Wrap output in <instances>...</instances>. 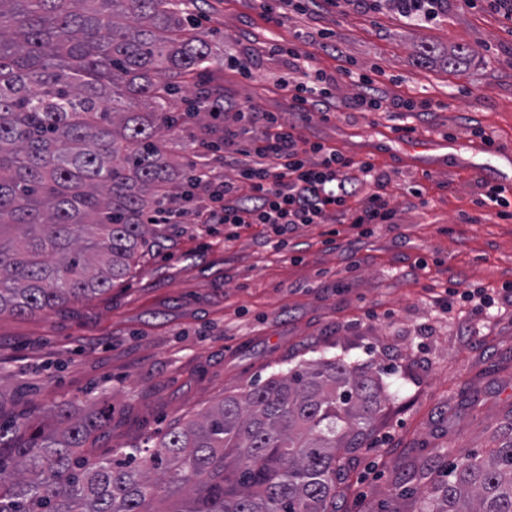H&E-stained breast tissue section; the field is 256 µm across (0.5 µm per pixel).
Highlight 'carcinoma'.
Returning <instances> with one entry per match:
<instances>
[{
  "label": "carcinoma",
  "instance_id": "cac0c4a2",
  "mask_svg": "<svg viewBox=\"0 0 512 512\" xmlns=\"http://www.w3.org/2000/svg\"><path fill=\"white\" fill-rule=\"evenodd\" d=\"M436 15L448 0H406ZM182 0H0V315L111 290L176 176L168 95L211 65ZM389 401L378 374L318 361L227 396L153 447L90 458L104 425L67 405L0 418V512H336V476ZM424 512H512V440L461 451Z\"/></svg>",
  "mask_w": 512,
  "mask_h": 512
}]
</instances>
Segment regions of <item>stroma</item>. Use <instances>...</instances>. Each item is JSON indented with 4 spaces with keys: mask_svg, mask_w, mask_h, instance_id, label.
Masks as SVG:
<instances>
[{
    "mask_svg": "<svg viewBox=\"0 0 512 512\" xmlns=\"http://www.w3.org/2000/svg\"><path fill=\"white\" fill-rule=\"evenodd\" d=\"M188 22L203 31L213 66L174 94V111L222 89L225 100L299 122L304 136L375 163L397 221L358 234L309 224L285 248L257 230L225 243L224 227L201 224L208 203L172 188L173 222L151 238L130 274L110 291L47 314L0 316V411L43 412L56 404L109 412L90 456L156 439L200 418L224 396L320 359L383 368L391 396L338 480L339 512H420L440 484L439 449L489 456L512 439V205L483 220L493 179L478 165L429 166L394 145L395 129L512 148V21L486 0H448L447 16L423 21L390 0L300 8L297 0H202ZM282 51L270 54L271 45ZM470 55L449 68L448 53ZM431 60L420 65L421 47ZM310 55L350 97L357 72L388 97L430 101L426 112L311 113L298 120L283 87L288 49ZM253 134L234 113H199L170 136L176 165L193 149L239 156ZM211 161L216 181L235 168ZM487 288L498 309L451 315L441 285Z\"/></svg>",
    "mask_w": 512,
    "mask_h": 512,
    "instance_id": "obj_1",
    "label": "stroma"
}]
</instances>
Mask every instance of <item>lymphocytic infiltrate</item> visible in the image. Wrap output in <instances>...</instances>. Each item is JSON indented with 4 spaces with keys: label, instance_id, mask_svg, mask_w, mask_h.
<instances>
[{
    "label": "lymphocytic infiltrate",
    "instance_id": "f902f5d3",
    "mask_svg": "<svg viewBox=\"0 0 512 512\" xmlns=\"http://www.w3.org/2000/svg\"><path fill=\"white\" fill-rule=\"evenodd\" d=\"M296 80L287 84L292 107L299 116L311 112H414L411 100L387 97L366 76L356 84L362 92L356 98L336 94V80L314 70L311 57L294 53ZM210 112H235L259 130L251 140L250 162L229 165L238 171L234 183L215 181L212 171L193 172L191 184L209 192L211 205L203 223L224 227L225 243L235 241L242 231L259 226L265 236L285 246L288 236L306 224L336 222L370 233L377 224H392L397 210L386 191L387 179L374 163L354 162L336 148L302 137L295 123H282L270 112L245 104H229L223 94L206 103Z\"/></svg>",
    "mask_w": 512,
    "mask_h": 512
}]
</instances>
